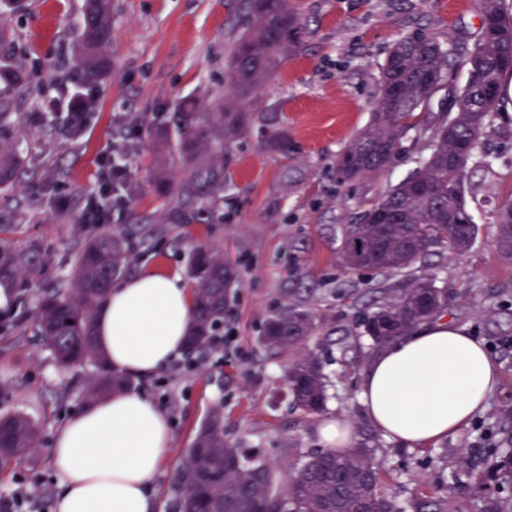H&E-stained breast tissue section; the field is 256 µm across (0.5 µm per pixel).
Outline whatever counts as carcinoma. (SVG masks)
<instances>
[{"label":"carcinoma","instance_id":"1","mask_svg":"<svg viewBox=\"0 0 512 512\" xmlns=\"http://www.w3.org/2000/svg\"><path fill=\"white\" fill-rule=\"evenodd\" d=\"M240 2L251 22L235 38L228 65L236 98L244 102L299 50L301 26L288 0ZM25 6L26 0H0V128L13 116L12 91L30 81V73L16 61L10 33V14ZM476 8L479 38L461 61L455 48L424 32L394 42L381 67L370 120L336 159L343 182L380 175L397 158L406 133L418 125V113L446 84L448 70L462 65L470 75L481 73L479 81L469 77L462 87L448 88L456 98V111L432 126L429 152L417 160L414 173L388 186L355 223L344 227L339 261L350 271L393 275L411 268L436 245L459 241L457 249L465 251L472 244L477 225L464 199L473 176L469 162L480 152L504 106V79L512 77L507 65L512 57V9L507 0H476ZM111 36V0H84L67 70L71 81L87 90L100 83L111 66ZM86 109L87 97L75 96L66 119L70 134L81 131ZM274 121L272 112L222 107L201 112L192 102L178 103L161 128L162 143L187 173L185 180L168 189L170 223L224 224V146L255 124L270 126ZM19 165L15 145L0 139V186L12 183ZM494 223L498 251L512 259V193L498 203ZM167 231L164 224L144 225L140 245L152 249ZM138 260L122 228L89 230L66 287L37 302L34 328L55 361L63 368L92 365L99 370L84 386L88 402L131 385L122 373L109 371L94 341V322L112 286ZM186 268L195 283L188 348L199 349L211 344L224 326L238 273L224 261L217 243L193 246ZM31 273H48L38 247L20 254L0 248V285L12 286ZM447 305L448 291L437 287L435 278H415L393 301L366 315L364 331L373 344L384 345L442 313ZM314 331L309 311L287 308L267 320L259 344L272 353L283 352L304 344ZM287 382L301 411L313 415L325 409L327 380L314 351L293 360ZM39 441V427L28 415L0 417L1 460L28 456L38 450ZM381 474L371 448L358 446L344 454L321 448L294 468L283 490L275 467L224 439V410L216 406L180 459L175 507L177 512H403L395 495L383 489ZM505 483L512 487V452L491 448L485 470L472 485L474 494L490 498L487 512H512L511 495L493 497L503 492Z\"/></svg>","mask_w":512,"mask_h":512}]
</instances>
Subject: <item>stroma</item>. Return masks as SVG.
<instances>
[{
    "instance_id": "35a3bbf8",
    "label": "stroma",
    "mask_w": 512,
    "mask_h": 512,
    "mask_svg": "<svg viewBox=\"0 0 512 512\" xmlns=\"http://www.w3.org/2000/svg\"><path fill=\"white\" fill-rule=\"evenodd\" d=\"M14 22L17 58L31 74L15 92L19 115L12 140L21 165L12 189L0 192V244L24 251L40 244L50 272L12 288H0V416L21 412L41 432L39 452L0 461V499L22 489L41 491L31 512H54L57 475L50 448L55 432L84 404L91 367L61 368L32 331L42 291L67 279L84 245L83 215L99 202L104 175L119 164L138 185L135 200L111 202L107 226L160 222L166 200L156 174L184 176L166 155L155 131L184 97L210 105L232 82L225 59L246 17L238 0H112V68L93 91L95 100L80 137L62 117L75 95L65 76L82 0H29ZM303 28L302 44L258 89L248 107L271 106L287 153L267 145L269 130H252L224 153V223L219 232L185 224L139 261L138 270L185 271L191 244L220 242L224 258L241 274L224 333L235 347L196 350V366H167L132 377L166 412L172 431L168 463L155 483L158 512H174L172 488L182 454L215 406L224 408V437L286 471L322 447L328 419L354 425V442L373 448L386 486L416 512L426 500L446 497L453 512H484L483 499L463 492L482 470L486 450L504 445L512 424V260L497 250L490 214L512 193V79L505 80V109L488 137L490 187L474 208L472 246L447 244L416 263L411 276L351 272L338 259L342 228L387 188L416 167L426 125L454 110L439 90L419 128L403 138L398 159L375 178L340 182L334 162L367 124L379 89L381 66L400 37L427 32L468 50L480 18L475 0H288ZM436 274L448 291V320L481 338L500 369L488 406L456 433L416 448L384 438L359 401L363 369L374 352L362 321L375 305L390 301L410 277ZM312 312L316 329L306 341L317 351L330 380L324 412L304 414L284 375L292 351L268 353L258 344L267 319L284 308ZM467 454L469 468L458 463Z\"/></svg>"
}]
</instances>
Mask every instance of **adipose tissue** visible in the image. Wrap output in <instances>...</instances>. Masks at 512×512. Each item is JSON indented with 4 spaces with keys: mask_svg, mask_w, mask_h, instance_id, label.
<instances>
[{
    "mask_svg": "<svg viewBox=\"0 0 512 512\" xmlns=\"http://www.w3.org/2000/svg\"><path fill=\"white\" fill-rule=\"evenodd\" d=\"M191 323L188 283L148 270L112 289L97 312L95 340L111 365L142 375L180 355ZM498 383L484 343L441 319L372 357L360 401L380 432L416 447L467 425ZM171 447L168 417L147 395L115 390L85 404L53 438L55 512H157L154 480Z\"/></svg>",
    "mask_w": 512,
    "mask_h": 512,
    "instance_id": "1",
    "label": "adipose tissue"
}]
</instances>
